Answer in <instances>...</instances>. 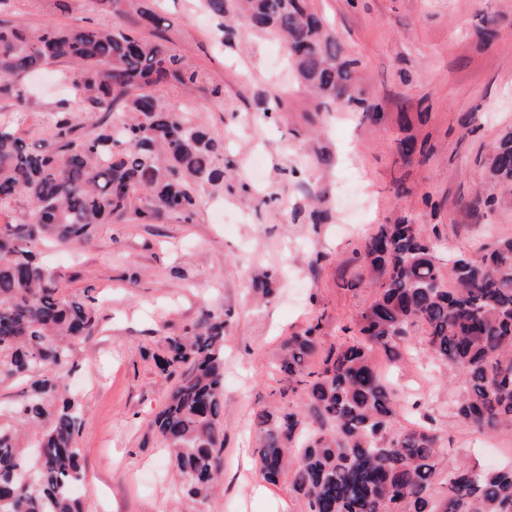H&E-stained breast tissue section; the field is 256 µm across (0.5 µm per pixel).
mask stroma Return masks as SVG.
<instances>
[{
	"label": "stroma",
	"instance_id": "1",
	"mask_svg": "<svg viewBox=\"0 0 512 512\" xmlns=\"http://www.w3.org/2000/svg\"><path fill=\"white\" fill-rule=\"evenodd\" d=\"M171 48L191 58L217 95L194 97L167 87V104L224 138L222 193L202 192L195 223L102 224L84 246H55L65 293L95 299L96 325L73 348L76 367L61 371L65 395L80 404L78 446L86 481V512H300L287 484L266 485L255 463L254 410L277 387L274 366L286 336L326 314L324 336L352 321L368 293L343 286L356 274V249L376 225L399 219L423 230L439 227L440 254H479L512 237V208H473L476 195L500 194L480 159L512 130V0H312L346 53L360 62V86L388 118L358 112L315 113V100L289 75L281 43L246 21L235 47L220 45L197 0H155ZM0 15L38 30L48 25L104 27L110 12L96 0H8ZM492 24L491 42L475 31ZM47 65L26 77L29 103L0 100L32 147L49 134L50 113L66 104L80 133L95 132L100 113L75 98L60 70ZM278 94L286 107L261 120L259 102ZM409 116L408 125L395 121ZM429 136L427 159L403 162V137ZM303 165L297 177L286 169ZM410 190L396 199L397 183ZM327 198L329 217L294 219L310 193ZM274 192L278 202L263 204ZM431 205H424V198ZM274 275L276 293L256 303L255 288ZM229 313L224 335V481L207 503L179 491L173 461L149 422L173 382L156 366L165 336L182 333L202 310ZM396 393L413 387L445 430L450 457L504 466L512 462V429L480 436L454 414L461 385L442 365L416 375L412 362L384 366Z\"/></svg>",
	"mask_w": 512,
	"mask_h": 512
}]
</instances>
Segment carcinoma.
<instances>
[{"label":"carcinoma","instance_id":"cac0c4a2","mask_svg":"<svg viewBox=\"0 0 512 512\" xmlns=\"http://www.w3.org/2000/svg\"><path fill=\"white\" fill-rule=\"evenodd\" d=\"M112 8L110 28L47 26L31 31L0 20V99L22 107L20 79L50 63L75 93L104 113L98 130L80 134L58 108L54 133L36 148L0 121V377L36 374L22 403L0 410V512H83L73 487L83 482L76 440V400L59 393L74 341L95 323L93 297L64 295V275L40 259L47 236L60 244L90 242L100 224H192L196 188L224 189V139L165 103L159 90L220 93L163 36L146 39L161 17L151 0H96ZM218 22L221 41L235 45V19L277 36L315 111L346 108L378 123L385 115L358 83L359 60L347 55L306 0H200ZM285 108L275 95L262 119ZM410 160L433 151L429 137L398 141ZM488 179L512 186V131L487 153ZM441 234L416 224H379L355 252L367 275L343 280L366 288L370 301L341 335L323 346L322 313L286 338L277 367L276 401L255 412L256 465L263 480L289 490L303 512H512V466L487 468L448 456L443 430L421 412L411 428L397 424L392 396L375 360L418 354L461 371L453 407L479 432L512 428V238L479 256L438 255ZM227 318L209 311L167 336L157 367L176 382L150 428L174 457L181 486L204 502L220 481L224 451V331ZM41 429L35 447L20 434Z\"/></svg>","mask_w":512,"mask_h":512}]
</instances>
